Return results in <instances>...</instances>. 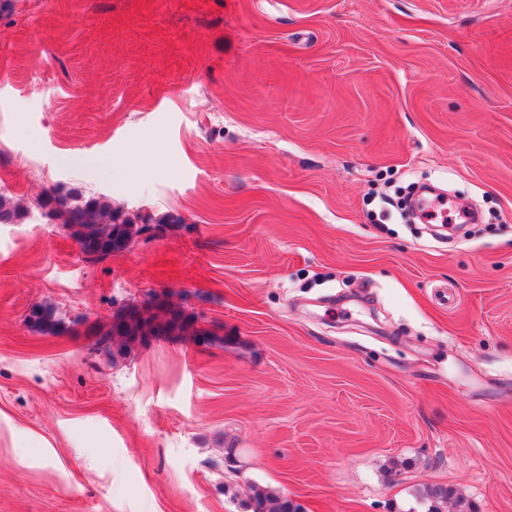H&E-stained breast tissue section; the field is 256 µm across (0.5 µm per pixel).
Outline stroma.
I'll list each match as a JSON object with an SVG mask.
<instances>
[{
  "instance_id": "1",
  "label": "stroma",
  "mask_w": 512,
  "mask_h": 512,
  "mask_svg": "<svg viewBox=\"0 0 512 512\" xmlns=\"http://www.w3.org/2000/svg\"><path fill=\"white\" fill-rule=\"evenodd\" d=\"M11 3L0 512H512V0ZM414 182L482 223H402ZM56 184L176 221L93 261ZM153 291L223 346L72 323ZM32 326L41 334L56 336L68 329L65 321L56 315L53 308L42 306L32 313ZM248 509L251 512H299L287 497L255 486L250 496Z\"/></svg>"
}]
</instances>
